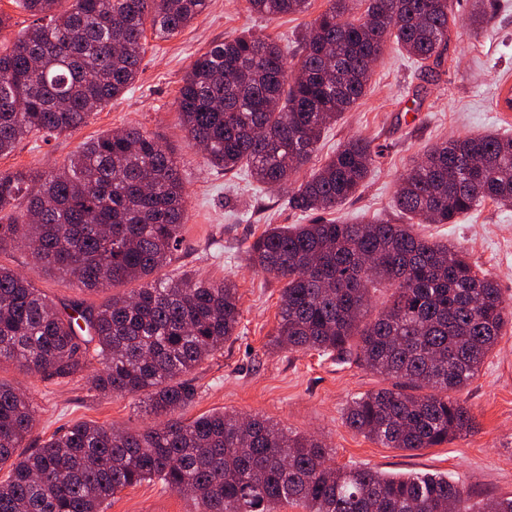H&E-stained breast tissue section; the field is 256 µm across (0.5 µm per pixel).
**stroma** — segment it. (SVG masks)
<instances>
[{"mask_svg": "<svg viewBox=\"0 0 512 512\" xmlns=\"http://www.w3.org/2000/svg\"><path fill=\"white\" fill-rule=\"evenodd\" d=\"M473 0H453V44L438 75L426 74L396 42L387 39L365 96L327 129L313 159L321 164L336 147L360 135L380 157L359 193L337 208L336 219L401 223L394 205L402 175L429 148L453 134L498 133L512 136V111L499 112L496 98L512 84V0H493L490 18L471 22ZM327 0H311L307 13L278 19L253 14L247 0H209L207 9L182 32L166 40L147 37L138 80L68 136L47 142L23 140L0 157V172L22 168L51 171L78 147L99 134L135 125L152 132L177 152L187 193L183 240L168 276L195 273L231 279L240 295L237 336L202 362L190 378L197 390L185 407L192 419L213 411L256 415L292 434L321 436L336 450L340 465L388 474L440 473L471 487L482 498L512 495V330L502 337L479 376L462 397L477 418V432L434 448L404 452L385 448L349 428L345 409L353 397L390 387L385 376L313 350H273L281 282L252 268L248 246L271 224H305L309 218L291 208L285 194L255 182L247 168L231 173L205 166L198 150L186 144L177 98L191 64L213 44L249 30L276 37L296 53L311 22ZM433 240L466 248L477 264L512 301V207L485 203L455 224H422ZM0 264L31 274L36 288L55 302L97 305L106 295L84 292L59 273L34 270L27 249L0 254ZM99 369L91 362L66 379H49L0 363V381L30 394L36 424L25 445L39 447L78 421L141 432L156 422L144 397L110 396L93 388ZM183 495L145 481L115 495L104 512H197Z\"/></svg>", "mask_w": 512, "mask_h": 512, "instance_id": "1", "label": "stroma"}]
</instances>
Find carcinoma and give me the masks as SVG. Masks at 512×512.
Returning <instances> with one entry per match:
<instances>
[{
    "label": "carcinoma",
    "mask_w": 512,
    "mask_h": 512,
    "mask_svg": "<svg viewBox=\"0 0 512 512\" xmlns=\"http://www.w3.org/2000/svg\"><path fill=\"white\" fill-rule=\"evenodd\" d=\"M33 23L0 49V156L23 140L67 136L135 82L146 30L168 38L207 0H17ZM297 62L270 35L244 32L202 53L177 105L187 145L208 167L245 166L316 219L267 228L251 265L282 282L274 345L343 357L395 384L354 398L345 423L386 448L418 451L476 431L461 392L507 329L512 307L463 248L414 224L333 217L379 153L355 136L312 163L324 131L364 97L395 37L428 74L451 43L450 0H327ZM275 18L311 0H248ZM397 208L419 224H454L486 202L512 206V136L465 135L424 153L400 180ZM186 198L178 157L138 126L85 142L61 168L0 173V253L23 246L38 272L87 292L140 287L98 306H58L32 279L0 264V361L65 379L96 360L103 394L142 395L162 422L131 432L77 422L17 453L36 422L33 398L0 382V512H103L126 487L156 480L198 512H475L473 493L441 474L387 475L339 466L336 449L255 417L181 415L187 381L235 335L240 296L222 282L161 277L182 241ZM328 218H322V215ZM386 289L377 307L374 294Z\"/></svg>",
    "instance_id": "cac0c4a2"
}]
</instances>
